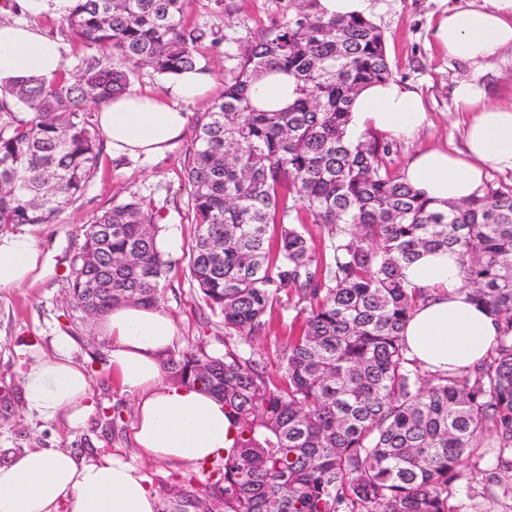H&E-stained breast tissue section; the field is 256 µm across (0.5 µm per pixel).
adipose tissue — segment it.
<instances>
[{"label": "adipose tissue", "mask_w": 512, "mask_h": 512, "mask_svg": "<svg viewBox=\"0 0 512 512\" xmlns=\"http://www.w3.org/2000/svg\"><path fill=\"white\" fill-rule=\"evenodd\" d=\"M391 0H318L325 18L371 20ZM438 48L472 64L512 49V0H482L448 9L433 28ZM60 45L29 26L0 23V82L58 75ZM209 75L193 69L174 76L162 94L126 93L97 113L101 133L119 155L151 158L164 153L182 135L188 115L180 105L207 96ZM456 103L469 118L464 147L417 152L402 172L406 184L439 202L481 195L490 171H512V104L485 105L478 80L454 89ZM429 123L421 96L396 81L365 88L355 99L349 133L368 129L415 138ZM41 251L21 233H0V288L18 287L37 277ZM405 278L424 289L404 327L409 357L429 372H465L492 354L494 318L465 288L457 256L428 251L408 267ZM110 343L109 365L122 388L138 397L133 440L141 456L196 465L223 457L234 430L224 405L196 388L168 383L161 352L171 346L176 327L160 306L120 305L104 317ZM70 343L60 338L55 358L31 365L24 375L26 410L49 421L62 412L80 419L90 410L91 380L73 363ZM0 512H158V497L145 474L111 454L79 457L68 451L30 448L0 465Z\"/></svg>", "instance_id": "1"}]
</instances>
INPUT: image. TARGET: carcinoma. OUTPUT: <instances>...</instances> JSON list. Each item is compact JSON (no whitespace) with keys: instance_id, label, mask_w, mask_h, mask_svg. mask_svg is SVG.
<instances>
[{"instance_id":"1","label":"carcinoma","mask_w":512,"mask_h":512,"mask_svg":"<svg viewBox=\"0 0 512 512\" xmlns=\"http://www.w3.org/2000/svg\"><path fill=\"white\" fill-rule=\"evenodd\" d=\"M187 0H76L65 18L92 54L65 71L0 83V226L51 224L83 193L102 139L91 110L129 91L134 69L174 75L199 65L206 33L184 24ZM299 0L287 23L241 57L224 95L197 124L187 171L196 223L188 268L231 335L250 338L296 292L300 328L266 366L230 346L224 355L168 350L167 379L224 403L235 430L207 477L204 512H459L464 458L484 429L496 469L512 472V187L432 204L392 169L394 143L350 137L351 104L393 77L384 36L362 18L325 19ZM294 79L287 108L250 98L253 81ZM26 107L27 120L13 108ZM333 230L316 253L280 209L283 187ZM161 229L136 195L84 232L69 304L103 317L152 305L171 262ZM457 252L465 286L498 321L494 354L474 371L424 380L402 330L424 298L403 270L423 251Z\"/></svg>"}]
</instances>
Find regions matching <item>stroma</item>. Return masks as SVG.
I'll list each match as a JSON object with an SVG mask.
<instances>
[{
  "label": "stroma",
  "mask_w": 512,
  "mask_h": 512,
  "mask_svg": "<svg viewBox=\"0 0 512 512\" xmlns=\"http://www.w3.org/2000/svg\"><path fill=\"white\" fill-rule=\"evenodd\" d=\"M458 0H394L390 11L375 18L385 37L386 55L396 81L421 92L432 125L412 141L395 143L393 168L402 171L419 149L454 147L461 140L463 115L458 112L453 89L460 80L475 76L484 85L490 105L512 101V50L507 49L474 71L468 63L448 58L431 43L437 17ZM297 0H188L185 20L207 36L198 46L214 85L209 99L185 104L189 114L182 138L155 160L113 158L102 149L97 168L83 195L52 224H20L17 232L39 247L44 266L38 278L16 288H0V464L10 462L29 448L69 450L92 457L111 453L136 463L158 495L160 512H200L183 508L177 491L188 465L139 456L132 441L137 398L125 392L109 368V342L98 323L82 319L68 305V279L74 256L83 243L86 227L129 195H137L152 210L172 268L161 283L160 301L177 326L175 350L204 348L220 356L225 344L243 356L253 357L275 371L278 357L295 336L299 322L294 307L298 297L289 293L288 304L274 306L266 326L253 338L225 337L224 321L203 303L191 282L188 255L196 226L188 205L186 172L196 149L194 123L209 100L224 94L239 57L263 35L292 17ZM24 22L56 38L64 47L63 65L78 74L88 51L69 32L63 19L40 12L31 0H6L0 22ZM72 340V359L93 377L94 407L82 421L68 415L44 421L23 405V373L39 359L56 354V339ZM120 412L111 424L112 412ZM495 438L485 432L484 444L465 459L470 480L457 489L460 512H512V473L503 475L493 492L484 488L485 472L495 461Z\"/></svg>",
  "instance_id": "35a3bbf8"
}]
</instances>
